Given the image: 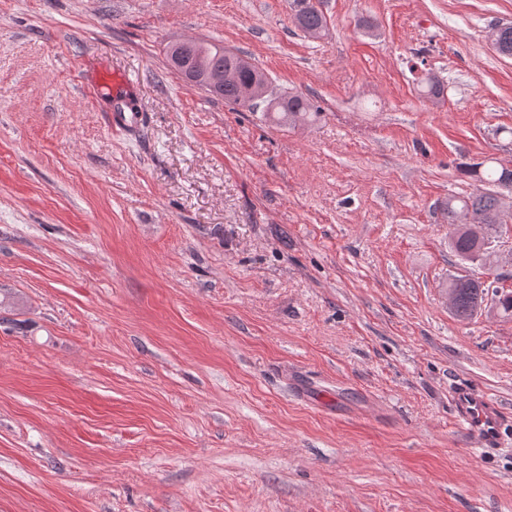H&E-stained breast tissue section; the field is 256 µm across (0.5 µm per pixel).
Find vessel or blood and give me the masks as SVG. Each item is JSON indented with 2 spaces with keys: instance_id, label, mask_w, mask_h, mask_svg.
<instances>
[{
  "instance_id": "obj_1",
  "label": "vessel or blood",
  "mask_w": 512,
  "mask_h": 512,
  "mask_svg": "<svg viewBox=\"0 0 512 512\" xmlns=\"http://www.w3.org/2000/svg\"><path fill=\"white\" fill-rule=\"evenodd\" d=\"M138 84L113 74L86 87L93 102L103 104L113 131L132 133L140 129L145 112L138 96ZM452 404L461 429L481 448H498L504 443V428L512 420L506 410L486 391L462 386L452 392Z\"/></svg>"
}]
</instances>
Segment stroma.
Here are the masks:
<instances>
[{
  "label": "stroma",
  "mask_w": 512,
  "mask_h": 512,
  "mask_svg": "<svg viewBox=\"0 0 512 512\" xmlns=\"http://www.w3.org/2000/svg\"><path fill=\"white\" fill-rule=\"evenodd\" d=\"M320 8L314 38L292 0H0V512H512V426L479 450L450 399L512 410V318L445 298L512 266L454 256L444 209L512 166V0ZM183 39L320 121L186 84ZM115 71L139 134L83 91ZM166 54L174 73L193 85H198L197 79L209 71H233L235 78L229 82H224V75L220 73L202 77L212 89L224 84L221 90H207L214 96L224 99V102L246 108L251 112L262 107L263 114L277 125L296 126L314 123L321 115L319 109L307 98L275 92L262 70L222 46L196 40L177 41L167 46ZM265 86L270 89L265 97L253 98L249 95L250 88L258 90ZM448 286H450L447 295L448 303L451 308L450 297L454 292L455 306L453 314L458 319H471L473 315L482 309L488 291L482 281L466 275L457 276L449 282Z\"/></svg>",
  "instance_id": "35a3bbf8"
}]
</instances>
